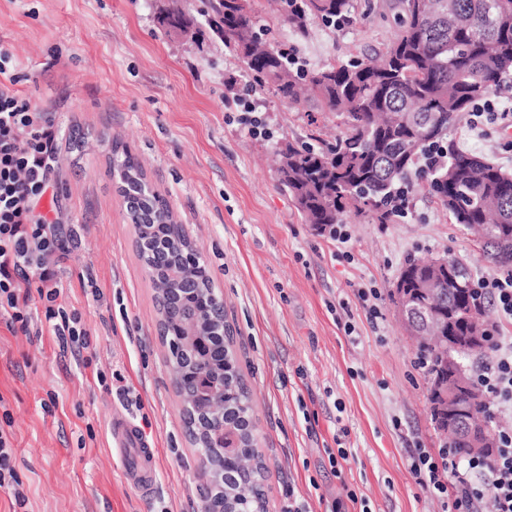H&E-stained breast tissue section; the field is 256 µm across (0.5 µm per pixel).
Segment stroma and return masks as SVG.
<instances>
[{"instance_id": "35a3bbf8", "label": "stroma", "mask_w": 512, "mask_h": 512, "mask_svg": "<svg viewBox=\"0 0 512 512\" xmlns=\"http://www.w3.org/2000/svg\"><path fill=\"white\" fill-rule=\"evenodd\" d=\"M252 7L306 72L372 53L396 30L378 7L343 28L311 20L300 37L280 24L273 0ZM202 8V0H0V43L23 75L17 89L61 125L45 209L72 236L61 301L89 340L81 358H64L51 333L15 335L0 325V401L11 414L20 481L18 491L0 488V512L202 510L200 458L166 361L156 290L109 171L116 144L168 200L223 290L253 394L270 512H288L292 500L328 512L338 499L344 512H442L410 471L413 449L434 453L443 440L417 341L390 294L410 259L451 255L476 274L495 267L417 175L407 217L348 219L343 244L317 235L279 182L277 151L288 140L334 139L343 116L281 101L223 42L159 23L164 10L196 19ZM231 81L262 102L267 135H252L225 109ZM450 136L512 175V126H475L463 112ZM360 287L381 295L380 331L355 298ZM116 411L157 449L152 496L124 479L110 442ZM340 447L348 458L331 467L328 455ZM351 491L363 505L348 501Z\"/></svg>"}]
</instances>
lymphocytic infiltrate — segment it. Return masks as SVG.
Masks as SVG:
<instances>
[{"label":"lymphocytic infiltrate","instance_id":"obj_1","mask_svg":"<svg viewBox=\"0 0 512 512\" xmlns=\"http://www.w3.org/2000/svg\"><path fill=\"white\" fill-rule=\"evenodd\" d=\"M21 80L12 51L0 44V321L10 332L30 334L31 304L40 300L60 348L77 357L89 346L87 333L59 302L68 239L39 209L51 187L58 129L52 113L19 93ZM473 286L502 319L512 320V276L482 274ZM490 350V361L473 377L494 396L488 410L494 417L512 410V336L491 337ZM495 435L497 448L488 458L460 464L448 448L412 456V474L443 512H512V426H496Z\"/></svg>","mask_w":512,"mask_h":512}]
</instances>
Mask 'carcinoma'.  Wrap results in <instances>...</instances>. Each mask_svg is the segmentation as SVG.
I'll return each mask as SVG.
<instances>
[{
	"instance_id": "cac0c4a2",
	"label": "carcinoma",
	"mask_w": 512,
	"mask_h": 512,
	"mask_svg": "<svg viewBox=\"0 0 512 512\" xmlns=\"http://www.w3.org/2000/svg\"><path fill=\"white\" fill-rule=\"evenodd\" d=\"M201 13L218 22V34L233 48L256 83L271 85L288 103L302 90L322 112L346 116V132L315 149L291 143L282 150L280 180L306 223L324 234L352 212L370 224H390L399 216L397 196L412 166L431 146L447 157L429 171V188L456 224L479 241L482 256L512 272V176L479 156L463 152L447 138L462 112L497 90L512 74V0H388L398 31L381 49L361 59L330 63L310 73L292 71L286 52L265 39L248 0H205ZM280 24L304 35L309 21L348 25L354 0H283ZM110 167L117 173L118 193L138 235L136 245L152 282L181 287L182 255L191 249L185 234L158 227L157 206L144 171L128 149L112 146ZM441 283L452 303L455 329L467 328V315L483 314L472 291L469 269L450 256ZM432 260L412 259L399 274L414 291L415 279L432 273ZM161 335L179 312L172 291L156 296ZM420 358L434 377L448 371V353L433 339L422 342ZM185 420L199 456L213 460L224 474L209 472L213 499L224 512L246 501L253 512L266 507L265 473L257 447L252 394L244 378L224 375V445L236 443L253 460L243 473L223 463L214 431L204 417Z\"/></svg>"
}]
</instances>
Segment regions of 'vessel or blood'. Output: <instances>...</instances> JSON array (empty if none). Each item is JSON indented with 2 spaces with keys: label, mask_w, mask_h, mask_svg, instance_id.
Segmentation results:
<instances>
[{
  "label": "vessel or blood",
  "mask_w": 512,
  "mask_h": 512,
  "mask_svg": "<svg viewBox=\"0 0 512 512\" xmlns=\"http://www.w3.org/2000/svg\"><path fill=\"white\" fill-rule=\"evenodd\" d=\"M112 441L122 454L123 475L142 495H149L156 484L157 450L145 439L140 428L123 414L112 418Z\"/></svg>",
  "instance_id": "1"
}]
</instances>
